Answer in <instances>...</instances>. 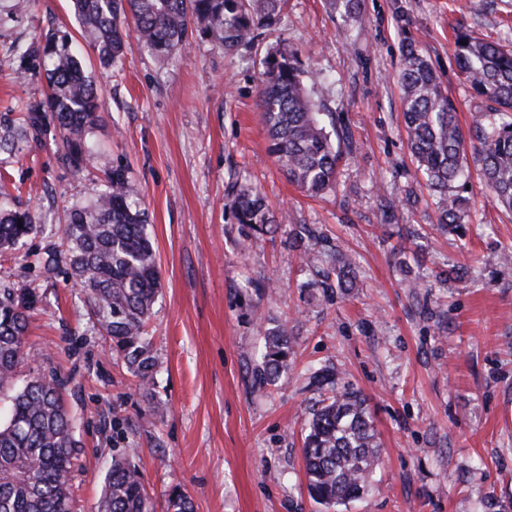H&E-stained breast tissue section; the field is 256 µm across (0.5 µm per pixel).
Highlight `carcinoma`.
Wrapping results in <instances>:
<instances>
[{
	"label": "carcinoma",
	"instance_id": "carcinoma-1",
	"mask_svg": "<svg viewBox=\"0 0 512 512\" xmlns=\"http://www.w3.org/2000/svg\"><path fill=\"white\" fill-rule=\"evenodd\" d=\"M287 0H73L82 37L109 68L136 46L156 56L181 53L194 36L207 37L224 50L250 42L261 28L279 24ZM329 9L355 20L360 0H328ZM459 74L476 95L495 104L475 116L485 185L491 202L512 211V49L475 39L459 31L454 37ZM23 57L43 65L50 89L46 100L26 107L21 119L0 115V154H11L33 132L54 126L62 143V160L79 173L92 157L90 134L100 99L96 84L72 49L67 34L51 33L33 43ZM319 73L291 51L267 54L261 79L260 111L268 151L288 180L311 195L339 185L340 146L308 98L305 80ZM400 79L403 118L410 151L436 196L435 224L454 232L465 223V199L455 184L465 176V133L432 62L404 36ZM233 213L247 237L275 232L276 218L265 196L251 184L237 191ZM23 227H18V224ZM38 233L35 214L19 201L0 200V250H14ZM66 274L82 289L98 332L112 343L141 383L154 381L155 358L146 323L158 298L160 270L146 212L125 173L114 169L96 199L72 206L60 241L44 252L41 264L50 273L59 258ZM352 260L336 257V280L352 287ZM36 302L30 291L0 287V395L10 399L0 419V512H71L74 448L79 446L62 397L63 383L39 375L18 387L25 359L26 312ZM293 355L288 327L279 324L265 336L257 366L260 386L287 375ZM311 386L330 395L319 401L306 424L303 458L310 497L338 510L365 494L380 460L376 430L359 393L337 383L336 371L319 369ZM99 512H154L139 472L119 455L105 476ZM166 512H193L186 492L171 490Z\"/></svg>",
	"mask_w": 512,
	"mask_h": 512
}]
</instances>
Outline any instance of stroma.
Here are the masks:
<instances>
[{
	"instance_id": "35a3bbf8",
	"label": "stroma",
	"mask_w": 512,
	"mask_h": 512,
	"mask_svg": "<svg viewBox=\"0 0 512 512\" xmlns=\"http://www.w3.org/2000/svg\"><path fill=\"white\" fill-rule=\"evenodd\" d=\"M17 2L0 0V115L48 93L25 45L58 30L81 39L72 0ZM401 10L470 129L489 103L460 78L454 33L507 43L512 0H362L351 26L326 0H287L282 25L254 44L227 52L196 38L187 56L167 58L135 48L107 70L83 47L103 101L96 155L73 175L51 127L0 176L40 224L22 252L0 257V284L39 298L19 380L57 375L77 417L72 512H99L125 448L155 512L176 486L194 512H325L302 459L319 399L309 376L324 366L362 392L381 448L370 490L343 512H512V212L492 205L471 153L467 222L434 227L402 125ZM283 48L321 71L308 93L336 120L339 185L321 197L267 151L263 61ZM115 168L145 208L161 272L146 325L150 387L96 334L81 290L39 263L64 207L92 199ZM240 183L257 185L286 225L248 240L231 214ZM337 250L354 262L353 287L322 285ZM284 321L288 374L257 388L263 338Z\"/></svg>"
}]
</instances>
